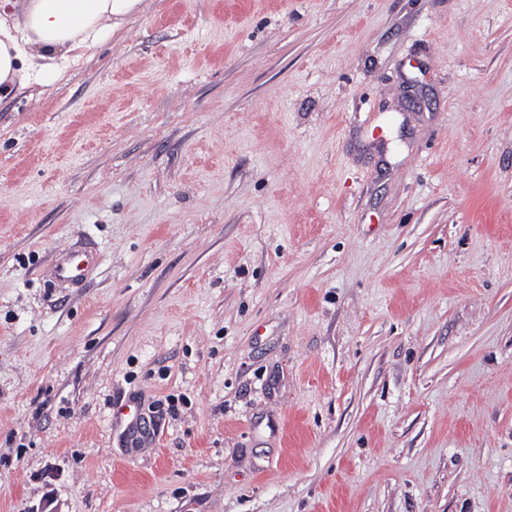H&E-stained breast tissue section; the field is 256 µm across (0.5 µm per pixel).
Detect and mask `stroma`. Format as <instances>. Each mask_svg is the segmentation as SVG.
<instances>
[{
	"mask_svg": "<svg viewBox=\"0 0 512 512\" xmlns=\"http://www.w3.org/2000/svg\"><path fill=\"white\" fill-rule=\"evenodd\" d=\"M0 512H512V0H141L1 102ZM97 263V252L86 243L63 250L43 272L45 280L54 288H84L91 279Z\"/></svg>",
	"mask_w": 512,
	"mask_h": 512,
	"instance_id": "35a3bbf8",
	"label": "stroma"
}]
</instances>
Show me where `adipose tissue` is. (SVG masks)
Segmentation results:
<instances>
[{
	"label": "adipose tissue",
	"mask_w": 512,
	"mask_h": 512,
	"mask_svg": "<svg viewBox=\"0 0 512 512\" xmlns=\"http://www.w3.org/2000/svg\"><path fill=\"white\" fill-rule=\"evenodd\" d=\"M140 0H0V101L59 77Z\"/></svg>",
	"instance_id": "obj_1"
}]
</instances>
